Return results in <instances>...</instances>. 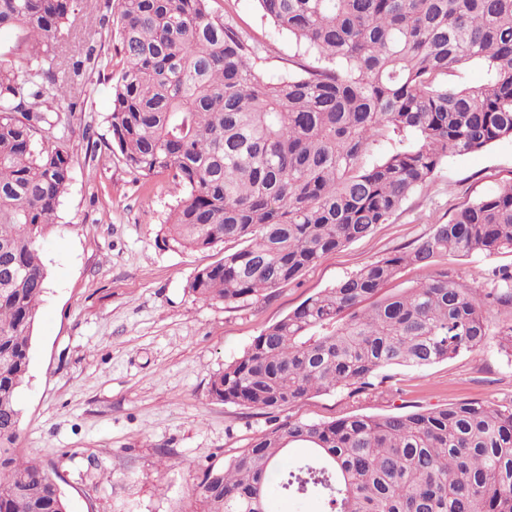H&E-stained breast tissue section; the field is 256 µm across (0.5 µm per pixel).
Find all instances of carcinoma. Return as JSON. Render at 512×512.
Returning <instances> with one entry per match:
<instances>
[{
    "label": "carcinoma",
    "mask_w": 512,
    "mask_h": 512,
    "mask_svg": "<svg viewBox=\"0 0 512 512\" xmlns=\"http://www.w3.org/2000/svg\"><path fill=\"white\" fill-rule=\"evenodd\" d=\"M74 0H0L18 30L0 59V512H69L57 476L16 448L18 396L47 286L38 243L71 180L59 114L77 107L58 31ZM210 0H119L108 122L126 165L171 175L182 196L165 240L242 247L197 270L201 301L233 303L298 279L385 224L450 156L512 138V0H257L302 50L268 84L254 48ZM314 55L317 65L307 62ZM478 62V88L448 74ZM415 134L372 166L370 146ZM512 252V183L459 208L408 252L307 298L211 377L218 400L270 427L198 484L202 512H271L269 487L325 512H512V407L462 401L329 421L279 417L314 395L394 392L393 367L425 368L491 341L512 359V270L478 293L438 270L396 294L408 265ZM292 448L309 454L281 467Z\"/></svg>",
    "instance_id": "cac0c4a2"
}]
</instances>
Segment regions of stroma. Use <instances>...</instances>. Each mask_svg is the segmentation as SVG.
<instances>
[{"label":"stroma","mask_w":512,"mask_h":512,"mask_svg":"<svg viewBox=\"0 0 512 512\" xmlns=\"http://www.w3.org/2000/svg\"><path fill=\"white\" fill-rule=\"evenodd\" d=\"M213 9L262 46L256 66L272 84L291 74L299 48L262 16L255 0ZM117 0H79L62 29L60 55L95 46L107 59ZM74 116L60 130L73 153L72 180L40 242L48 270L20 393L25 457L55 472L71 512H199L204 469L220 466L269 427L267 415L217 400L213 374L254 336L308 297L388 253L405 251L466 203L512 182V139L451 156L387 223L325 256L293 282L238 303L202 302L193 274L236 250L233 242L190 249L161 231L178 193L168 174L142 177L112 147V85L86 73ZM456 279L483 290L512 253L454 257ZM390 396L337 390L290 407L288 416L328 421L420 404H512V360L495 345L423 369H390Z\"/></svg>","instance_id":"obj_1"}]
</instances>
